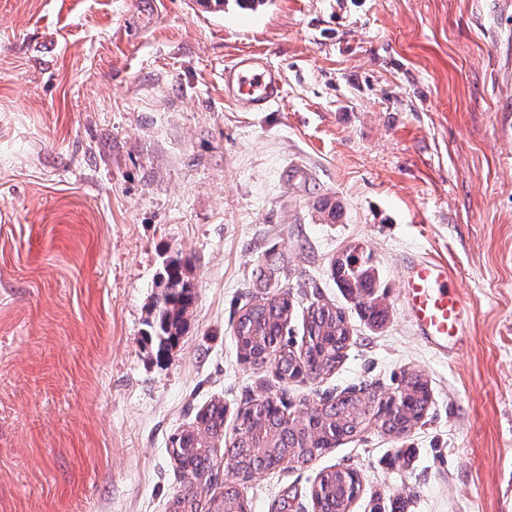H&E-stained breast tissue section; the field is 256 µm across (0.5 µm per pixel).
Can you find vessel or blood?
Segmentation results:
<instances>
[{"label":"vessel or blood","instance_id":"obj_1","mask_svg":"<svg viewBox=\"0 0 512 512\" xmlns=\"http://www.w3.org/2000/svg\"><path fill=\"white\" fill-rule=\"evenodd\" d=\"M283 76L259 53L235 57L224 67V96L244 112H262L283 94ZM400 296L416 333L432 350L452 351L466 336L472 307L445 262L415 256L404 265Z\"/></svg>","mask_w":512,"mask_h":512}]
</instances>
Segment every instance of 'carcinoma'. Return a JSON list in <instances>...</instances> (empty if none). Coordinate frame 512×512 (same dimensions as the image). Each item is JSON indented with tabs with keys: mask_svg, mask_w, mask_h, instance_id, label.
I'll use <instances>...</instances> for the list:
<instances>
[{
	"mask_svg": "<svg viewBox=\"0 0 512 512\" xmlns=\"http://www.w3.org/2000/svg\"><path fill=\"white\" fill-rule=\"evenodd\" d=\"M340 288L368 312L377 327L383 323L387 308L379 294L377 267L362 247L350 245L332 264ZM155 314L147 326L157 352L168 350L181 336L195 293L183 275L179 260L164 263ZM294 301L288 291L243 305L235 324V342L240 358L253 365L274 363L282 379L300 376L316 380L332 373L341 362L350 339L349 319L345 311L332 304L313 303L303 317V345L295 350L289 335ZM399 389L402 396L395 405L385 402L374 406L376 395L368 387L352 389L336 400L316 406L312 416L300 428L284 423V404L267 398L240 418L232 447L224 449L225 468L239 471L286 469L299 459L311 461L344 439L359 435L372 417L380 418L381 430L395 438L412 431L427 414L431 388L423 375H405ZM223 402L212 401L201 408L194 421L172 438L171 458L190 481L214 480V452L224 440ZM361 488L359 475L350 468L323 470L311 491L313 512H349ZM168 512H251L250 500L232 485L224 492L202 502L188 490L169 500Z\"/></svg>",
	"mask_w": 512,
	"mask_h": 512,
	"instance_id": "cac0c4a2",
	"label": "carcinoma"
}]
</instances>
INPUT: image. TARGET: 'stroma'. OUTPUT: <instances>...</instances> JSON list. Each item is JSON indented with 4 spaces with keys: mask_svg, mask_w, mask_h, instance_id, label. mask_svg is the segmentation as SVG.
<instances>
[{
    "mask_svg": "<svg viewBox=\"0 0 512 512\" xmlns=\"http://www.w3.org/2000/svg\"><path fill=\"white\" fill-rule=\"evenodd\" d=\"M257 51L280 101L242 112L224 66ZM369 251L388 319L371 328L331 263ZM473 302L452 356L400 298L412 255ZM195 301L157 357L147 323L166 258ZM290 290L351 337L333 374L241 362L248 302ZM422 373L405 438L377 426L312 463L263 471L252 512H313L327 467L357 470L351 512H512V6L505 0H0V512H166L188 482L171 438L211 400L234 438L246 401L298 417Z\"/></svg>",
    "mask_w": 512,
    "mask_h": 512,
    "instance_id": "1",
    "label": "stroma"
}]
</instances>
